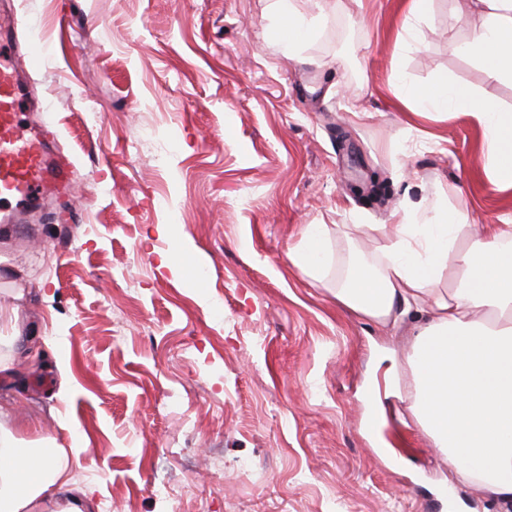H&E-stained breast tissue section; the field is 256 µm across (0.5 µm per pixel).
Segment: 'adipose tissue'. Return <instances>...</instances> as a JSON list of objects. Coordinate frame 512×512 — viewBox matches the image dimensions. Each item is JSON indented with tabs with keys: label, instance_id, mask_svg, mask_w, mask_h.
<instances>
[{
	"label": "adipose tissue",
	"instance_id": "ef3b65f1",
	"mask_svg": "<svg viewBox=\"0 0 512 512\" xmlns=\"http://www.w3.org/2000/svg\"><path fill=\"white\" fill-rule=\"evenodd\" d=\"M481 23L461 55L489 80L512 83V0H469ZM273 29L289 57L318 31L319 21L295 0H273ZM398 100L418 112H462L483 131L485 171L498 190L512 189V110L492 97L440 78L401 79ZM397 227L374 270L350 264L337 302L393 331L413 322L406 360L412 389L408 416L448 465V481L476 488L512 512V224L467 235L464 213L436 201L429 212L401 208ZM324 224L307 225L289 258L307 275L324 263ZM448 290L437 283L446 267ZM67 454L55 439L29 448L0 426V512H88L66 474Z\"/></svg>",
	"mask_w": 512,
	"mask_h": 512
}]
</instances>
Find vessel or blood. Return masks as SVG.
<instances>
[{
  "label": "vessel or blood",
  "instance_id": "b4317fda",
  "mask_svg": "<svg viewBox=\"0 0 512 512\" xmlns=\"http://www.w3.org/2000/svg\"><path fill=\"white\" fill-rule=\"evenodd\" d=\"M19 84L11 61L0 60V222L17 224L22 212L50 189L67 185L62 164L41 139L26 136L17 119Z\"/></svg>",
  "mask_w": 512,
  "mask_h": 512
}]
</instances>
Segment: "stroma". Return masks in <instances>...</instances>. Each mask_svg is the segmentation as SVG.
I'll return each instance as SVG.
<instances>
[{
    "label": "stroma",
    "mask_w": 512,
    "mask_h": 512,
    "mask_svg": "<svg viewBox=\"0 0 512 512\" xmlns=\"http://www.w3.org/2000/svg\"><path fill=\"white\" fill-rule=\"evenodd\" d=\"M272 0H8L28 54L23 123L73 164L30 223L0 233V426L68 448L93 512H430L448 465L389 421L404 465L365 434L362 391L396 367L389 333L337 304L355 259L380 265L390 214L439 195L478 230L512 217L458 112L396 99L405 0H300L326 12L292 60ZM432 0L403 50L419 83L445 75L512 109L457 51L478 27ZM331 233L320 278L288 255ZM381 232H373V225ZM202 279L161 265L174 241Z\"/></svg>",
    "instance_id": "35a3bbf8"
}]
</instances>
